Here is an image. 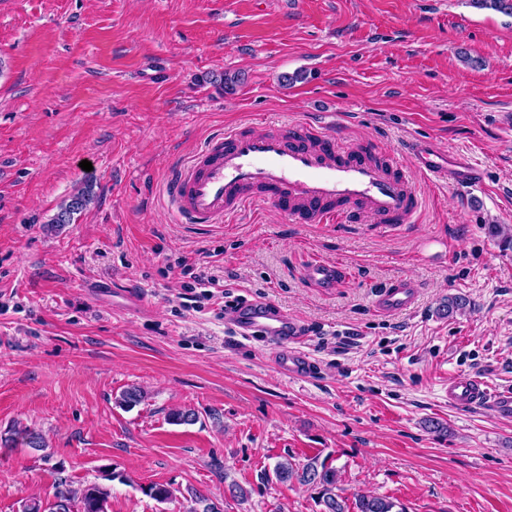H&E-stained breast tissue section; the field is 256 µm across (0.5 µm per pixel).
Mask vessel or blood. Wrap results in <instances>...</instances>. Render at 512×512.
Returning <instances> with one entry per match:
<instances>
[{
  "instance_id": "b4317fda",
  "label": "vessel or blood",
  "mask_w": 512,
  "mask_h": 512,
  "mask_svg": "<svg viewBox=\"0 0 512 512\" xmlns=\"http://www.w3.org/2000/svg\"><path fill=\"white\" fill-rule=\"evenodd\" d=\"M407 152L420 174L444 176L462 187L480 181L478 169L464 161L449 163L427 140L413 139ZM165 194L183 224H217L238 216L248 204L267 201L294 224H346L363 216L382 227H401L415 223L420 209L411 173L394 157H380L366 144L344 145L311 123L265 133L231 129L213 136L190 161L169 171ZM339 274V267L322 261L307 270L322 288L335 287ZM415 299L414 288L396 280L380 293L375 307L384 314L402 312ZM236 321L242 330L257 329L278 342L283 372L295 377L311 373L312 361L293 346L300 333L293 320L252 302L238 311ZM448 404L512 418V390L490 389L476 376L449 380Z\"/></svg>"
}]
</instances>
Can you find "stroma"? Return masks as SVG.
I'll return each mask as SVG.
<instances>
[{
  "instance_id": "35a3bbf8",
  "label": "stroma",
  "mask_w": 512,
  "mask_h": 512,
  "mask_svg": "<svg viewBox=\"0 0 512 512\" xmlns=\"http://www.w3.org/2000/svg\"><path fill=\"white\" fill-rule=\"evenodd\" d=\"M309 122L408 169L423 138L483 179L414 175L422 209L396 230L293 224L271 202L175 222L166 175L212 132ZM85 188L90 206L48 230ZM492 224L512 226V17L464 0H0V434L19 422L48 443L0 447V512L106 467L109 512H192L194 491L221 512H315L271 475L315 456L349 500L512 512V419L445 393L460 374L512 388V248ZM316 257L347 279L312 285ZM201 266L219 278L208 300ZM396 279L414 306L377 313ZM451 296L468 304L446 316ZM245 301L300 324L310 375L230 322ZM131 386L146 397L125 410ZM175 408L197 421L168 423Z\"/></svg>"
}]
</instances>
